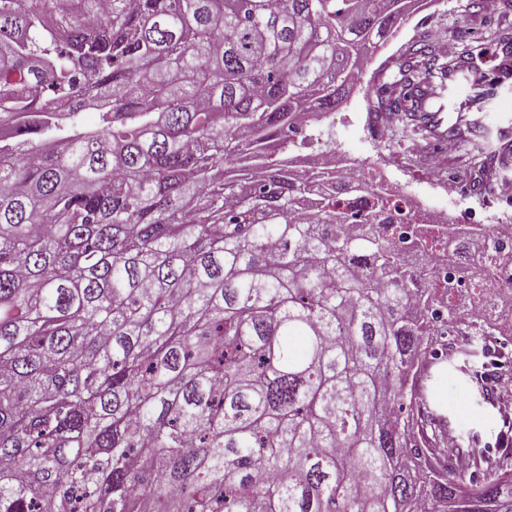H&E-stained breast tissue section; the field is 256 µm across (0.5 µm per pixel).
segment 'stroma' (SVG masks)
Listing matches in <instances>:
<instances>
[{
	"instance_id": "1",
	"label": "stroma",
	"mask_w": 512,
	"mask_h": 512,
	"mask_svg": "<svg viewBox=\"0 0 512 512\" xmlns=\"http://www.w3.org/2000/svg\"><path fill=\"white\" fill-rule=\"evenodd\" d=\"M443 37L455 52L473 50L477 66L473 80L485 89L479 98L473 96L470 82L449 80L443 100L446 121H455L457 113H464L485 128L491 148L512 146V70L500 66L503 56L512 57V0H500L495 15L473 8L471 0H433L431 9H415L373 55L347 100L336 111L312 122L306 133L338 155L376 170L409 198L422 200L427 212L448 216L460 224L473 220L490 224L502 213H512V203L501 200L497 193L501 182H512V162L502 165L489 156L473 155L462 146L402 138L370 128L366 121L373 87L395 77L407 46L425 38L435 47ZM441 174L467 189V196L433 193L430 185ZM437 400L459 435L471 436L482 445L490 442L499 418L497 407L474 408L464 384L451 374L441 381Z\"/></svg>"
}]
</instances>
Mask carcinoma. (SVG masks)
Returning <instances> with one entry per match:
<instances>
[{
	"label": "carcinoma",
	"mask_w": 512,
	"mask_h": 512,
	"mask_svg": "<svg viewBox=\"0 0 512 512\" xmlns=\"http://www.w3.org/2000/svg\"><path fill=\"white\" fill-rule=\"evenodd\" d=\"M412 2L0 0V512H512L433 389L489 400L512 236L280 150ZM407 57L375 117L422 138L472 52Z\"/></svg>",
	"instance_id": "1"
}]
</instances>
